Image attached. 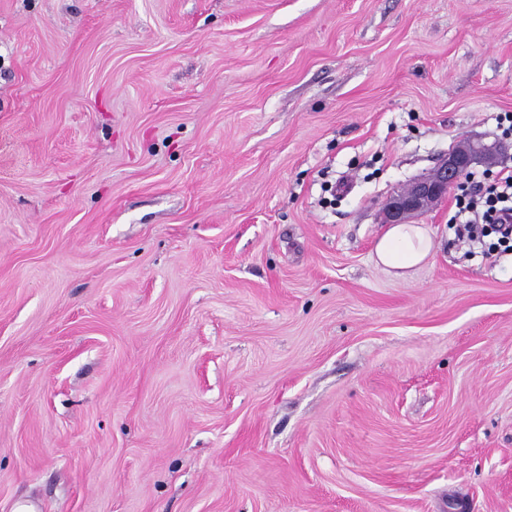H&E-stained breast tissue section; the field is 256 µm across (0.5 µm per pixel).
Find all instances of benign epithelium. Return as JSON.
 Wrapping results in <instances>:
<instances>
[{
    "instance_id": "1",
    "label": "benign epithelium",
    "mask_w": 512,
    "mask_h": 512,
    "mask_svg": "<svg viewBox=\"0 0 512 512\" xmlns=\"http://www.w3.org/2000/svg\"><path fill=\"white\" fill-rule=\"evenodd\" d=\"M502 148L497 143L462 145L453 149L430 171L417 177L408 187L392 195L384 208L389 224H406L418 214L438 204L475 164L492 165Z\"/></svg>"
}]
</instances>
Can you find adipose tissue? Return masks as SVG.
I'll return each mask as SVG.
<instances>
[{
    "mask_svg": "<svg viewBox=\"0 0 512 512\" xmlns=\"http://www.w3.org/2000/svg\"><path fill=\"white\" fill-rule=\"evenodd\" d=\"M431 250L430 236L420 224L391 225L376 243L377 264L402 274L422 264Z\"/></svg>",
    "mask_w": 512,
    "mask_h": 512,
    "instance_id": "ef3b65f1",
    "label": "adipose tissue"
}]
</instances>
